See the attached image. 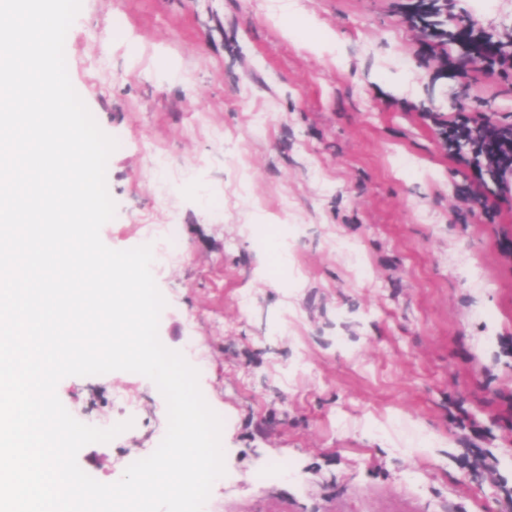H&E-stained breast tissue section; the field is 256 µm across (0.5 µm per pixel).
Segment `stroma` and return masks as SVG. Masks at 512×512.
<instances>
[{"label": "stroma", "mask_w": 512, "mask_h": 512, "mask_svg": "<svg viewBox=\"0 0 512 512\" xmlns=\"http://www.w3.org/2000/svg\"><path fill=\"white\" fill-rule=\"evenodd\" d=\"M416 2L290 0L287 19L279 0H82L67 33L72 85L118 143L103 243L177 227L180 256L151 267L158 334L198 370L235 474L204 512H512V198L488 224L423 117L510 122L512 74L450 76ZM467 24L508 41L512 0H452L443 28ZM283 227L284 271L265 245ZM57 394L82 423H132L79 452L100 482L166 433L145 376ZM462 410L494 473L465 466Z\"/></svg>", "instance_id": "stroma-1"}]
</instances>
